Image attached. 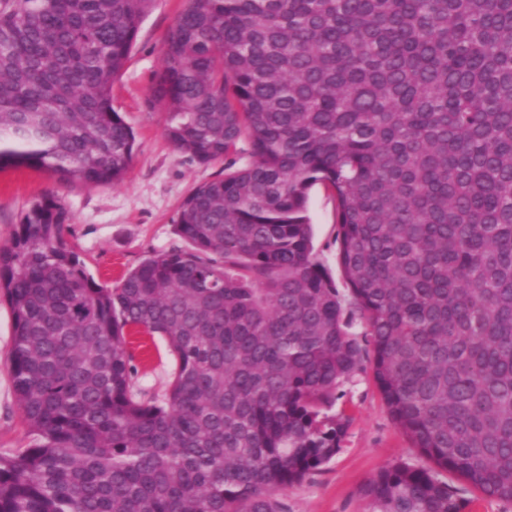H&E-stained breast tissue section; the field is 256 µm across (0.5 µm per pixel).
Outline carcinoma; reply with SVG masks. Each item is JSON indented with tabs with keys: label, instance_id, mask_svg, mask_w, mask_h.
I'll return each instance as SVG.
<instances>
[{
	"label": "carcinoma",
	"instance_id": "1",
	"mask_svg": "<svg viewBox=\"0 0 512 512\" xmlns=\"http://www.w3.org/2000/svg\"><path fill=\"white\" fill-rule=\"evenodd\" d=\"M152 5L0 0V169L124 180L112 85ZM148 102L178 152L248 161L185 197L186 247L113 287L57 196L0 246L34 436L0 455V512H287L276 492L341 450L328 411L368 351L430 462L380 470L369 512H466L440 470L512 501V0H188ZM316 184L343 289L314 253ZM129 331L167 341L161 398Z\"/></svg>",
	"mask_w": 512,
	"mask_h": 512
}]
</instances>
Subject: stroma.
<instances>
[{
    "instance_id": "obj_1",
    "label": "stroma",
    "mask_w": 512,
    "mask_h": 512,
    "mask_svg": "<svg viewBox=\"0 0 512 512\" xmlns=\"http://www.w3.org/2000/svg\"><path fill=\"white\" fill-rule=\"evenodd\" d=\"M186 5V0H155L125 68L113 83L112 106L137 139L136 157L125 179L103 187H64L47 171L1 170L0 245L10 240L30 205L51 194L62 197L68 211L66 240L103 284L115 285L153 252L179 245L175 220L181 202L192 187L216 178L225 167L221 161L200 165L175 150L165 136V113L147 104L165 41ZM309 216L315 252L328 267H335L336 210L322 186L310 190ZM11 344V314L1 301L0 455L4 456L32 442L7 368ZM130 351L139 388L151 396L163 395L174 368L165 340L137 335ZM344 390L335 405L348 419L342 448L322 470L277 492L288 512H366L360 489L378 471L399 462H425L393 422L371 368H364Z\"/></svg>"
}]
</instances>
